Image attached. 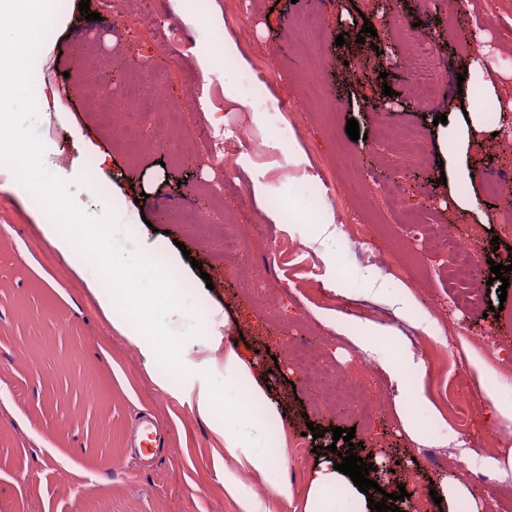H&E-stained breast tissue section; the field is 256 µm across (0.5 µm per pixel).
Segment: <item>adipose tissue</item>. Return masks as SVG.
Wrapping results in <instances>:
<instances>
[{
  "label": "adipose tissue",
  "instance_id": "adipose-tissue-1",
  "mask_svg": "<svg viewBox=\"0 0 512 512\" xmlns=\"http://www.w3.org/2000/svg\"><path fill=\"white\" fill-rule=\"evenodd\" d=\"M180 276L177 258L154 245L133 266L116 261L85 281L103 314L152 362L163 383L181 377L185 357L181 343L150 321L148 312L173 305ZM191 318L206 352L204 365L224 369L223 381L200 397L198 411L213 431L223 435L224 448L240 470L257 474L274 491L265 506H258L255 499L238 494L239 479L232 474L226 482L230 499L237 512H279L281 503L292 500L287 433L284 426L268 424L277 411L258 366L224 342L222 324L205 296L194 294ZM382 368L395 385L393 404L405 430L414 439L426 438L428 428L414 410L419 395L411 390L400 364L386 362ZM306 485L303 512H370L366 494L333 464L312 466Z\"/></svg>",
  "mask_w": 512,
  "mask_h": 512
}]
</instances>
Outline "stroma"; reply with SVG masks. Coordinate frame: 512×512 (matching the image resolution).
<instances>
[{
	"label": "stroma",
	"instance_id": "obj_1",
	"mask_svg": "<svg viewBox=\"0 0 512 512\" xmlns=\"http://www.w3.org/2000/svg\"><path fill=\"white\" fill-rule=\"evenodd\" d=\"M161 2L163 16L185 36L173 50L156 40L151 26L114 12L112 0H90L98 20L74 14L43 66L60 106L41 114L36 125L53 174L74 179L72 161L79 154L107 155L100 178L126 201L117 211L119 224L142 215L166 249L184 243L189 256L181 264L193 287L206 289L217 316L228 319L233 346L267 374L268 395L288 432L293 503L284 512H301L306 471L324 458L306 433L311 425L354 428V455L401 470L400 479L382 482V489L417 491L423 512H440L431 485L460 479L457 456H466L471 469H491V460H498L495 483L472 487V500L460 501L458 510L512 512V425L494 416L482 398L487 389L512 392V373L472 374L464 401L452 382L457 352L471 363L479 359L468 340L488 348L512 345V286L503 301L487 294V301L504 304L489 314L453 302L444 257L432 252L422 228L368 203L355 189L360 180L386 187L388 177L407 166L384 146L382 128L412 126L426 155L412 167L418 181L404 204L429 207L433 225L455 222L433 120L449 105L465 104L457 75L480 67L495 92L485 99L482 131L471 136L463 155L473 194L465 231L484 259L505 262L512 232L500 223L501 200L484 186L491 176L512 179V132H503L500 123L512 110V0H483V45L477 51L449 31L454 11L448 0L429 7L421 0H215L212 20L193 26L183 22L174 0ZM313 13L320 16L319 34L297 39V28ZM366 24L377 32L369 44L359 41ZM402 29L437 48L445 97L414 103L404 58L389 64L377 54ZM340 35L345 42L339 46ZM224 52L246 59L247 68L202 66L203 57ZM120 62L161 74L158 94L183 107L187 130L223 133V160L198 154L191 143L179 154L137 152L102 123L87 96L100 71ZM351 118L361 140L346 133ZM236 158L240 190L216 203L224 223H237L245 211L263 218L266 209L291 199L326 203L335 217L327 230L270 224L268 238L251 245L253 260L275 257L262 288L242 287L236 264L227 261L236 242L226 241L220 252L204 250L176 217L183 200L205 196L207 185ZM325 182L334 184V198L321 192ZM33 207V201L0 191V512H231L224 473L238 472L237 465L197 411L201 392L223 378V369L195 372L177 389L159 384L88 291L85 280L94 268L76 273L32 220ZM370 235L402 254L404 268L375 261L364 244ZM411 239L425 249L424 257L408 251ZM401 287L414 295L405 309L396 303ZM351 311L389 327L422 361L426 400L417 410L429 431L423 442L411 439L395 412L394 386L380 354L350 342L360 323L351 324L349 334L337 332V321ZM304 338L333 368L364 360L360 383L382 389L380 403L325 408L322 391L302 378L286 349ZM145 412L166 439L149 469L130 448L133 422ZM422 446L443 449L451 458L436 467L420 456Z\"/></svg>",
	"mask_w": 512,
	"mask_h": 512
}]
</instances>
